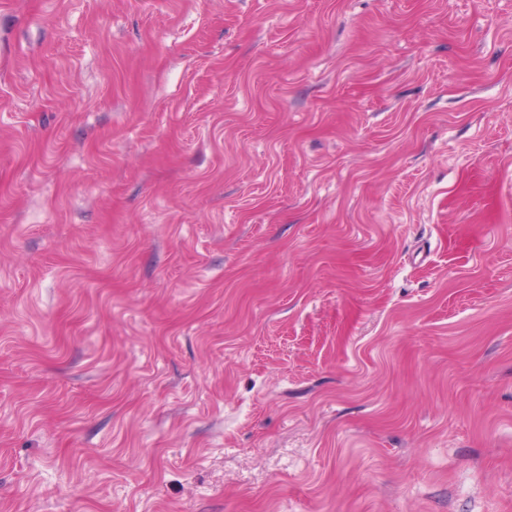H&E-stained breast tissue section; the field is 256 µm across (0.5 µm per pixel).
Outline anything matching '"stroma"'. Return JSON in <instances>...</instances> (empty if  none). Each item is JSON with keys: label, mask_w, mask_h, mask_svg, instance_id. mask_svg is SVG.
Here are the masks:
<instances>
[{"label": "stroma", "mask_w": 512, "mask_h": 512, "mask_svg": "<svg viewBox=\"0 0 512 512\" xmlns=\"http://www.w3.org/2000/svg\"><path fill=\"white\" fill-rule=\"evenodd\" d=\"M0 512H512V0H0Z\"/></svg>", "instance_id": "1"}]
</instances>
